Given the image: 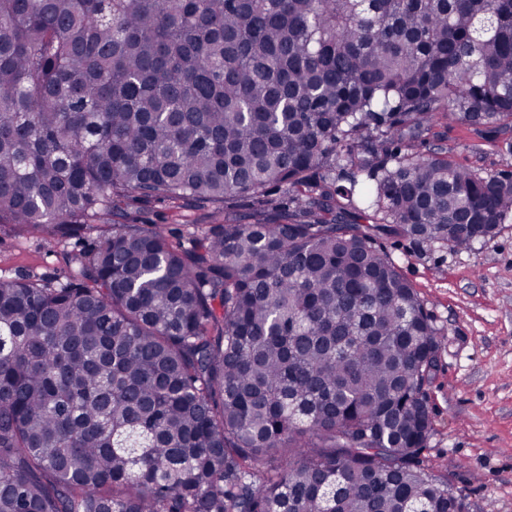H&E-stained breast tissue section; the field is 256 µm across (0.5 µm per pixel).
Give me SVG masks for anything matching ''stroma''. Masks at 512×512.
Returning <instances> with one entry per match:
<instances>
[{
    "label": "stroma",
    "instance_id": "1",
    "mask_svg": "<svg viewBox=\"0 0 512 512\" xmlns=\"http://www.w3.org/2000/svg\"><path fill=\"white\" fill-rule=\"evenodd\" d=\"M434 144L473 167L496 169L512 158L495 134L461 125L442 129ZM223 217L220 204L148 202L127 208L124 221L159 225L174 239L187 225ZM384 247L442 333L427 388L433 433L424 463L447 478L468 512H512V223L470 247L422 254L406 238ZM63 253V246L0 227V276L54 278Z\"/></svg>",
    "mask_w": 512,
    "mask_h": 512
}]
</instances>
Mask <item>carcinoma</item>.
Returning a JSON list of instances; mask_svg holds the SVG:
<instances>
[{
	"instance_id": "carcinoma-1",
	"label": "carcinoma",
	"mask_w": 512,
	"mask_h": 512,
	"mask_svg": "<svg viewBox=\"0 0 512 512\" xmlns=\"http://www.w3.org/2000/svg\"><path fill=\"white\" fill-rule=\"evenodd\" d=\"M512 0H0V512H467L423 465L439 330L381 244L512 223ZM440 136L431 141L435 147L443 148L460 164L496 169L512 161L503 149L500 138L494 133L481 136L475 130L461 125L438 128ZM223 217L224 204L195 201L148 202L127 208L123 222L158 224L174 239L186 231L188 224H215ZM108 228L103 223L92 224L82 244L75 246L72 240L65 247H52L39 237L19 234L8 226L0 227V276L52 279L64 267V252L92 244Z\"/></svg>"
}]
</instances>
